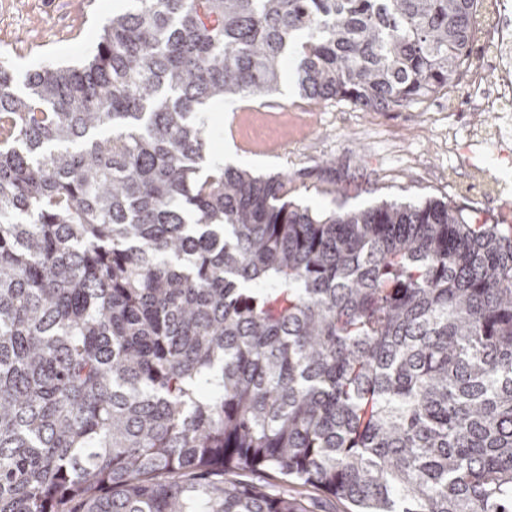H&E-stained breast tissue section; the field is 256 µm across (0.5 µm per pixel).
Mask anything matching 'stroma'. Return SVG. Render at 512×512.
Returning a JSON list of instances; mask_svg holds the SVG:
<instances>
[{"label":"stroma","mask_w":512,"mask_h":512,"mask_svg":"<svg viewBox=\"0 0 512 512\" xmlns=\"http://www.w3.org/2000/svg\"><path fill=\"white\" fill-rule=\"evenodd\" d=\"M116 12L113 0H96L87 11L79 0H0V60L20 76L46 64L79 65ZM482 83V100L470 97L465 80L424 101L373 112L346 100L302 99L288 71L279 91L264 100L203 113L207 154L256 174L295 176L332 157L349 165L359 189L347 207L436 197L466 207L472 223L512 225V124L502 123L512 100H498L497 72L485 71ZM494 127L503 139L496 150L479 137ZM224 478L293 497L303 512H352L348 501L272 470H228Z\"/></svg>","instance_id":"obj_1"}]
</instances>
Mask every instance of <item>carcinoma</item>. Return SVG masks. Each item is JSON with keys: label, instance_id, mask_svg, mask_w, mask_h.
<instances>
[{"label": "carcinoma", "instance_id": "1", "mask_svg": "<svg viewBox=\"0 0 512 512\" xmlns=\"http://www.w3.org/2000/svg\"><path fill=\"white\" fill-rule=\"evenodd\" d=\"M482 0H133L79 66H0V512H512V227L288 200L200 112L459 80ZM323 192L345 195L336 163ZM245 474V475H244ZM224 480H247L273 494H285L295 498L305 512H351L354 507L348 502L313 486L286 481L273 470L241 472L226 470Z\"/></svg>", "mask_w": 512, "mask_h": 512}]
</instances>
